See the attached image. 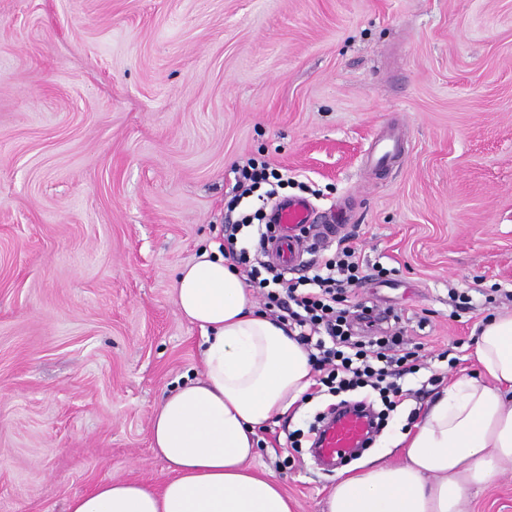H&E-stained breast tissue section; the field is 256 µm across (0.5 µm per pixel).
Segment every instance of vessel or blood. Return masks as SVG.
I'll use <instances>...</instances> for the list:
<instances>
[{"mask_svg": "<svg viewBox=\"0 0 512 512\" xmlns=\"http://www.w3.org/2000/svg\"><path fill=\"white\" fill-rule=\"evenodd\" d=\"M271 219L273 239L267 245V256L286 273L300 270L303 256L311 246L333 240L341 229L340 224L327 219L309 199L302 197L279 200ZM369 431V417L348 411L325 426L316 456L328 464H337L362 446Z\"/></svg>", "mask_w": 512, "mask_h": 512, "instance_id": "1", "label": "vessel or blood"}]
</instances>
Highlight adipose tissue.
I'll use <instances>...</instances> for the list:
<instances>
[{
    "label": "adipose tissue",
    "instance_id": "1",
    "mask_svg": "<svg viewBox=\"0 0 512 512\" xmlns=\"http://www.w3.org/2000/svg\"><path fill=\"white\" fill-rule=\"evenodd\" d=\"M174 302L201 330L204 373L152 412V448L169 478L158 487L102 480L66 512H297L278 477L252 462L259 429L313 383L307 350L287 323L258 311L217 246L177 269ZM474 355L481 376L449 383L413 430L394 437L401 460L338 472L326 512H467L473 490L512 472V314L485 323Z\"/></svg>",
    "mask_w": 512,
    "mask_h": 512
}]
</instances>
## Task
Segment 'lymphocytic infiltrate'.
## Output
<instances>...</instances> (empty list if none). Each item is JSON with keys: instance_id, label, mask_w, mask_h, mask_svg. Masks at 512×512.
I'll return each instance as SVG.
<instances>
[{"instance_id": "lymphocytic-infiltrate-1", "label": "lymphocytic infiltrate", "mask_w": 512, "mask_h": 512, "mask_svg": "<svg viewBox=\"0 0 512 512\" xmlns=\"http://www.w3.org/2000/svg\"><path fill=\"white\" fill-rule=\"evenodd\" d=\"M236 172L235 190L241 200L261 185L267 188L266 198L277 197L284 184L277 169L253 158ZM254 219V214L245 213L227 221L220 252L242 265L251 287L263 289L265 308H277L282 321L298 329L317 373L316 381L327 395L335 398L368 387L378 392L387 411H395L404 397L402 378L418 370L402 328L394 327L368 341L353 337L354 321L362 308L355 287L367 274L388 276V269L379 263L364 268L353 247L339 244L314 248L311 275L288 279L270 263L251 257L248 248L238 247V234L245 227H255L258 238L266 239L268 225L255 224Z\"/></svg>"}]
</instances>
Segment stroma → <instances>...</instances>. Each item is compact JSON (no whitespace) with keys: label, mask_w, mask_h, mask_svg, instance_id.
<instances>
[{"label":"stroma","mask_w":512,"mask_h":512,"mask_svg":"<svg viewBox=\"0 0 512 512\" xmlns=\"http://www.w3.org/2000/svg\"><path fill=\"white\" fill-rule=\"evenodd\" d=\"M387 133L405 150L381 170ZM251 157L287 169L282 196L343 207L394 271L356 295L424 363L344 468L399 460L387 438L478 373L474 330L512 313V0H0V512L168 478L151 414L203 373L175 273L220 243ZM329 402L259 433L255 467L300 512L336 472L287 434ZM467 512H512V472Z\"/></svg>","instance_id":"obj_1"}]
</instances>
